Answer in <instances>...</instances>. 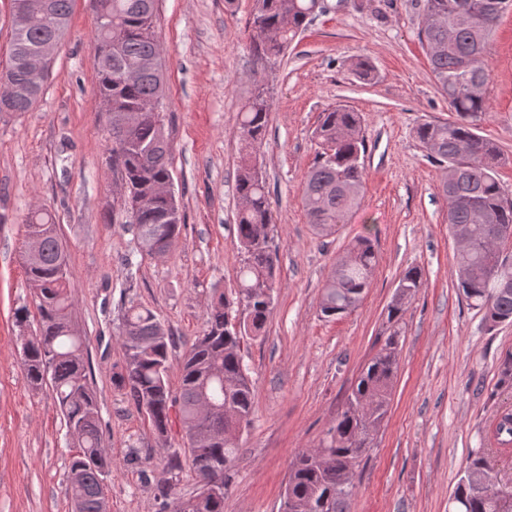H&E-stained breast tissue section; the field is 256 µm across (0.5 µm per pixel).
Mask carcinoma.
I'll return each mask as SVG.
<instances>
[{
    "label": "carcinoma",
    "instance_id": "obj_1",
    "mask_svg": "<svg viewBox=\"0 0 512 512\" xmlns=\"http://www.w3.org/2000/svg\"><path fill=\"white\" fill-rule=\"evenodd\" d=\"M45 10L50 24L28 22L11 10L12 37L0 66L12 83L0 96V115L30 111L44 85L27 77V60L52 37L65 39L74 0H25ZM92 45L98 66V96L109 117L112 169L125 185L126 223L138 251L166 255L178 239L183 217L177 202L159 190L171 180L172 146L161 117L142 115V107L164 97V48L156 36L158 0H95ZM315 0H254L253 53L259 62L285 56L313 17ZM512 13V0H424L419 37L431 72L457 118L426 120L416 137L427 154L446 166L440 192L448 207V233L458 247L457 288L468 305L483 312L490 327L512 322V261L502 257L500 227H512V197L495 177L498 146L477 133L476 122L489 112L487 96L491 42L500 18ZM133 70L128 82L119 71ZM271 104L261 92L239 113L242 156L236 173L240 200L236 232L244 253L232 297L218 294L207 309L205 329L181 363V388L168 383L170 337L147 307L130 303L120 331L124 362L120 382L160 437L178 419L188 466L197 492L172 495L171 512H224L239 441L255 413L253 385L243 366L241 340L256 336L271 312L276 288L277 251L270 245L271 205L266 179L254 154L265 138ZM361 113L338 105L322 113L315 131L322 148L307 171L302 204L308 223L322 236L336 232L361 205L365 186L366 144ZM26 238L38 247L24 254L35 290V333L23 360L35 388L50 384L78 453L69 461L72 512H101L109 463L102 455L99 407L88 378L86 338L72 317L71 271L55 216L46 208L28 214ZM377 252L366 236L355 239L336 258L322 289L326 317L351 312L370 286ZM422 270L408 268L387 307L392 331L362 369L326 437L316 448L299 451L289 469L285 512H349L354 470L387 416L398 372L400 324L407 305L422 286ZM499 387L512 390V352L500 360ZM496 437L512 446V410L496 416ZM219 484L207 495V480ZM485 481L496 490L478 491ZM451 512H512V490L500 486L488 448H475L451 496Z\"/></svg>",
    "mask_w": 512,
    "mask_h": 512
}]
</instances>
